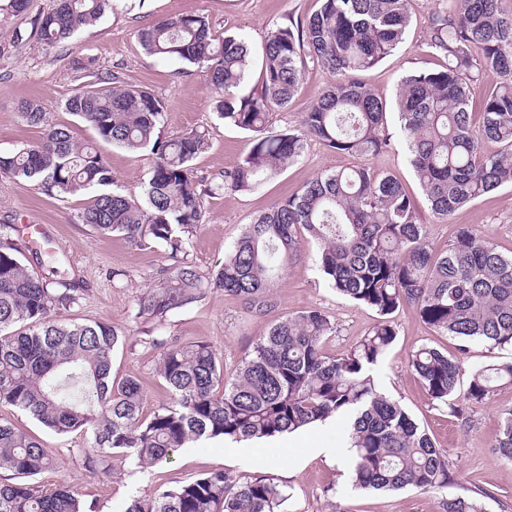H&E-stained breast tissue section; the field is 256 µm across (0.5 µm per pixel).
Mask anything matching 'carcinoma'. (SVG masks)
I'll list each match as a JSON object with an SVG mask.
<instances>
[{"mask_svg": "<svg viewBox=\"0 0 512 512\" xmlns=\"http://www.w3.org/2000/svg\"><path fill=\"white\" fill-rule=\"evenodd\" d=\"M499 2L438 0L424 45L443 56V65L400 81L398 135L432 214L443 222L473 200L512 186V12ZM108 7L109 0H56L31 20V30L53 48ZM409 22L408 0H322L308 20L268 32L260 81L251 88L253 56L245 37L223 36L199 14L141 29L149 55L203 69L219 92L220 118L254 134L249 154L217 180L192 171L205 133L162 138V99L117 73L94 71L92 58L75 63V70L92 74L94 82L64 102L93 130L91 140L80 142L70 127L46 123L41 104H22L21 116L45 132L35 145L0 154V175L33 182L48 196L90 192L80 223L136 247L165 248L168 263L137 300L136 316L160 321L211 288L263 314L275 304V278L299 259L306 238L318 245L315 262L327 286L372 308L379 320L355 347L331 355L324 343L335 329L321 311L281 318L229 378L210 343H169L157 335L146 345L159 351L169 401L146 416L139 380L112 384V356L126 336L102 322L54 319L51 311L76 303L79 288L40 277L6 231L0 233V407L25 411L59 434H91L81 453L92 470L116 453L150 465L190 442L270 438L347 415L355 488L428 492L451 484L447 457L398 400L378 390L373 368L396 339L393 315L404 305L415 307L429 328L457 339L462 352L472 343L512 347V255L462 226L448 249L434 252L401 183L357 164L320 172L274 203L245 227L224 263L204 272L189 259L208 198L253 190L298 161L307 139L358 157L391 145L387 104L357 75L392 55ZM308 57L334 74V83L312 102L302 132L269 131L270 112L299 92ZM486 78L491 88L475 126L471 86ZM103 144L155 155L141 195L111 189ZM409 363L430 400L460 414L457 358L425 345ZM504 385H512V361L472 372L465 396L483 403ZM495 448L512 461V410L502 418ZM55 464L43 443L0 421V471L15 476L0 482V512H97L95 503L65 487L43 491L31 483ZM481 497L468 489L443 500L442 510L484 512ZM287 499L286 486L273 477L241 480L217 470L134 499L125 512H280Z\"/></svg>", "mask_w": 512, "mask_h": 512, "instance_id": "cac0c4a2", "label": "carcinoma"}]
</instances>
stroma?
Returning a JSON list of instances; mask_svg holds the SVG:
<instances>
[{"instance_id": "obj_1", "label": "stroma", "mask_w": 512, "mask_h": 512, "mask_svg": "<svg viewBox=\"0 0 512 512\" xmlns=\"http://www.w3.org/2000/svg\"><path fill=\"white\" fill-rule=\"evenodd\" d=\"M436 0H409L411 21L392 55L360 79L387 103H394L402 76L415 69H436L440 54L426 49ZM322 0H112V7L93 26L55 48L30 40L0 57V153H9L39 142L43 127L23 120L19 106L26 101L42 104L52 124L70 126L77 140L92 139L93 132L63 108L86 77L75 61L91 57L100 73L117 72L129 83L143 86L165 103L162 135L173 138L191 130L205 132L207 144L193 159L195 176L214 178L233 167L250 149L251 132L225 123L211 106L213 92L196 66L146 54L140 30L173 15L202 14L221 33L242 34L253 50H260L267 31L277 25L305 21L317 12ZM334 81L323 66L307 62L300 92L285 109L273 111L270 125L276 131L298 132L311 102ZM112 170L113 187L140 192L151 170L150 151L131 153L103 146ZM365 164L381 175L395 176L413 199L427 226L435 251L446 250L457 227L467 225L488 236L504 254H512V187L484 195L466 205L448 221L434 218L401 141L374 155ZM354 157L308 141L302 157L247 193L224 191L207 204L205 222L193 237L191 257L200 269L223 263L225 253L245 225L274 202L296 193L315 174L354 165ZM88 199L79 193L66 198L45 195L30 182L0 176V225L26 224L41 254L26 252L24 261L45 279L79 285V300L54 310L59 321H100L127 336L112 357V378L141 381L146 410L167 398L158 375L157 351L144 348L152 320L137 317L136 300L146 292L166 255L161 247L139 249L119 236H103L80 223L77 215ZM317 246L303 241L300 260L277 283V307L258 316L241 301L220 290H211L190 306L167 314L161 326L172 340H204L224 357V371L233 374L255 340L282 315L317 309L335 325L325 342L327 352L340 354L352 347L377 322V313L337 294L322 281L315 263ZM121 278H114V271ZM398 335L375 367L379 387L401 400L448 459L453 482L448 488L421 492H358L349 482L351 456L346 453L345 430L336 422L271 438L227 444L207 440L178 449L167 460L136 467L112 455L102 468H86L81 455L91 435L58 434L31 415L0 407V419L34 435L51 448L57 465L33 483L41 490L66 484L81 498L95 502L98 512H123L134 498L149 499L162 489L183 484L214 470L236 476L270 475L288 487L282 512H442L448 495L467 489L483 492L485 512H512V462L501 459L494 445L500 417L512 410V386L497 390L490 400L468 405L465 419H457L447 406L431 402L409 366L413 351L424 345L447 350L458 357L465 371L508 362L511 349H491L480 343L459 352L455 338L429 329L411 306L394 316ZM330 448V455L316 454V447Z\"/></svg>"}]
</instances>
